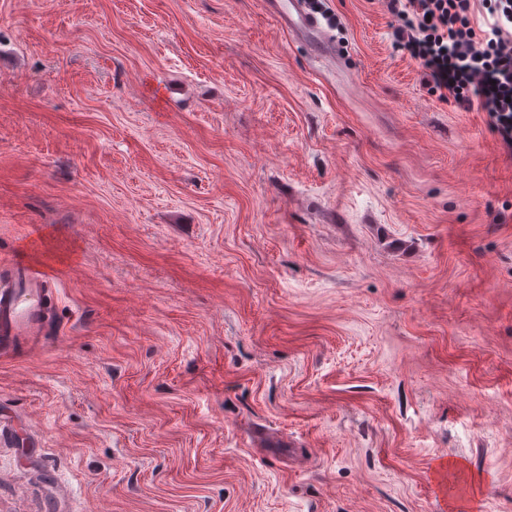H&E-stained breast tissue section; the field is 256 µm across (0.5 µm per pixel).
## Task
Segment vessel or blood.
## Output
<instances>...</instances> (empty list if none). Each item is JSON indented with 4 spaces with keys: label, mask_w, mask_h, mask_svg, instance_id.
Here are the masks:
<instances>
[{
    "label": "vessel or blood",
    "mask_w": 512,
    "mask_h": 512,
    "mask_svg": "<svg viewBox=\"0 0 512 512\" xmlns=\"http://www.w3.org/2000/svg\"><path fill=\"white\" fill-rule=\"evenodd\" d=\"M278 15L286 27L312 34L319 49H327L315 17L307 11L303 0H289L279 7ZM36 254L34 262L10 265L0 274V356L26 349L29 355L38 354L44 344L47 306L52 302L55 278L43 259L47 246L37 235L26 242Z\"/></svg>",
    "instance_id": "1"
}]
</instances>
